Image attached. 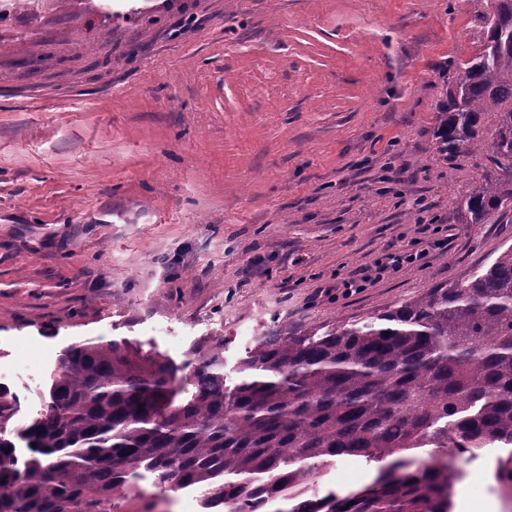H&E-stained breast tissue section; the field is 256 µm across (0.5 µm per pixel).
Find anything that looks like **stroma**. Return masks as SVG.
Listing matches in <instances>:
<instances>
[{
    "label": "stroma",
    "instance_id": "stroma-1",
    "mask_svg": "<svg viewBox=\"0 0 512 512\" xmlns=\"http://www.w3.org/2000/svg\"><path fill=\"white\" fill-rule=\"evenodd\" d=\"M479 0H0V385L21 417L61 352L125 340L224 362L276 326L362 320L461 282L512 245L455 201L485 156L436 150L448 67ZM425 266L381 272L429 220ZM368 270L364 287L340 280ZM487 448L451 512H512ZM359 456L319 493L372 483Z\"/></svg>",
    "mask_w": 512,
    "mask_h": 512
}]
</instances>
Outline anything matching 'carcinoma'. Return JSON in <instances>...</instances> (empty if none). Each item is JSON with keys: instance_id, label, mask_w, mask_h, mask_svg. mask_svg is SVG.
Wrapping results in <instances>:
<instances>
[{"instance_id": "1", "label": "carcinoma", "mask_w": 512, "mask_h": 512, "mask_svg": "<svg viewBox=\"0 0 512 512\" xmlns=\"http://www.w3.org/2000/svg\"><path fill=\"white\" fill-rule=\"evenodd\" d=\"M478 20L480 52L448 78L435 131L440 154L491 162L456 204L460 224L512 212V0H488ZM41 400L19 422L0 386V512H158L185 489L202 493L201 512H451L452 450L512 447V245L365 321L274 329L230 381L222 338L181 366L130 342L77 343ZM416 448L446 453L403 455ZM340 456L386 464L356 491L308 494Z\"/></svg>"}]
</instances>
